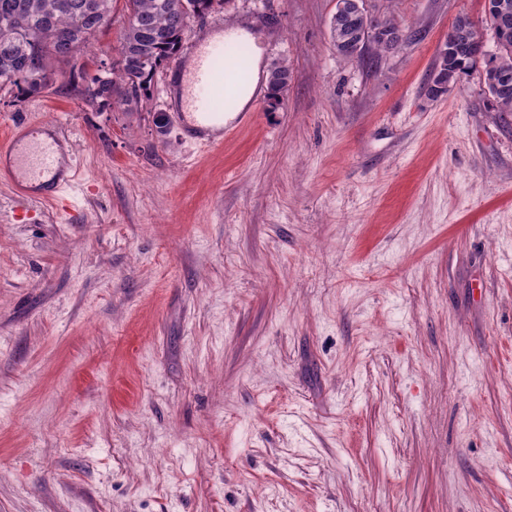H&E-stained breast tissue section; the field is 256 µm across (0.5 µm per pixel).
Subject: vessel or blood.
I'll return each mask as SVG.
<instances>
[{
	"instance_id": "obj_1",
	"label": "vessel or blood",
	"mask_w": 512,
	"mask_h": 512,
	"mask_svg": "<svg viewBox=\"0 0 512 512\" xmlns=\"http://www.w3.org/2000/svg\"><path fill=\"white\" fill-rule=\"evenodd\" d=\"M224 56V25L216 23L206 38L190 48L189 64L176 68L174 84L179 97V115L186 138L217 146L224 140V110L232 105L245 80L234 69H220ZM63 141L58 130L21 139L11 134L0 142V154L9 156V166L0 177L9 180L18 195L34 197L33 180L45 181V199H56L75 181L77 173L62 161Z\"/></svg>"
}]
</instances>
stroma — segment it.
Instances as JSON below:
<instances>
[{
	"label": "stroma",
	"instance_id": "35a3bbf8",
	"mask_svg": "<svg viewBox=\"0 0 512 512\" xmlns=\"http://www.w3.org/2000/svg\"><path fill=\"white\" fill-rule=\"evenodd\" d=\"M365 7L403 29L374 67L336 53L335 0L194 22L291 72L217 147L165 70L135 107L0 90V139L60 124L81 174L0 182V512H512V113L476 71L423 93L458 16L494 35L482 0Z\"/></svg>",
	"mask_w": 512,
	"mask_h": 512
}]
</instances>
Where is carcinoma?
Instances as JSON below:
<instances>
[{"instance_id": "carcinoma-1", "label": "carcinoma", "mask_w": 512, "mask_h": 512, "mask_svg": "<svg viewBox=\"0 0 512 512\" xmlns=\"http://www.w3.org/2000/svg\"><path fill=\"white\" fill-rule=\"evenodd\" d=\"M128 21L120 34L117 58L111 72H103L78 90L82 98L99 107L114 103H139L149 96L155 76L178 59L190 25L230 0H124ZM113 0H0V89L15 97L41 94L63 67H75L64 59L62 48L74 47L82 56L98 34L112 25ZM490 28H499L496 52L485 71V86L492 109L512 113V16L503 20L485 16ZM398 28L392 16L360 15L357 21L331 18V39L355 38L364 29ZM474 24L466 15L456 18L444 47L438 53L425 95L434 100L473 66L467 53L449 48L468 45ZM291 80L286 65H277L267 76L270 100L280 103Z\"/></svg>"}]
</instances>
